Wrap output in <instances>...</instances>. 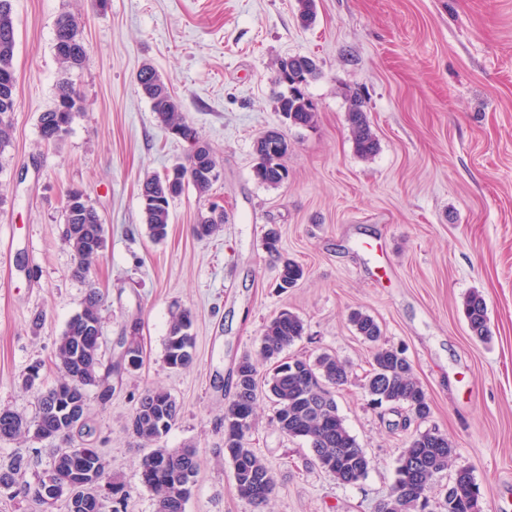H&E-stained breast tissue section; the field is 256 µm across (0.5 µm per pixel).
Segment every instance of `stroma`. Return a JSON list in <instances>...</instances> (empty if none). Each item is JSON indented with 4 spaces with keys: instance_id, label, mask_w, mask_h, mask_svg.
Returning a JSON list of instances; mask_svg holds the SVG:
<instances>
[{
    "instance_id": "stroma-1",
    "label": "stroma",
    "mask_w": 512,
    "mask_h": 512,
    "mask_svg": "<svg viewBox=\"0 0 512 512\" xmlns=\"http://www.w3.org/2000/svg\"><path fill=\"white\" fill-rule=\"evenodd\" d=\"M310 26L298 0H13L18 76L12 132L0 151V407L34 418L40 391L62 371L56 341L90 286L104 295L103 359L119 357L130 325L144 364L113 378L101 401L87 388L88 441L112 480L130 492L124 512H156L140 483L145 447L128 423L148 389L167 390L180 414L159 447L197 449L199 469L186 512H255L235 489L224 457V407L234 369L258 359L265 325L297 314L305 334L287 356L328 353L348 363L338 412L371 460L365 479L340 484L319 468L304 440L280 432L276 408L259 396L252 448L277 485L265 512H378L393 492L398 459L414 435H446L449 469H470L484 512H512V0H316ZM75 15L87 51L63 71L55 21ZM313 57L304 88L317 121L285 124L277 110L276 64ZM151 64L168 82L220 177L209 198L194 188L170 203L168 235L153 242L139 186L185 161L186 141L157 119L137 74ZM69 79L81 96L67 136L54 145L38 119ZM361 97L379 150L356 154L348 93ZM278 128L288 140L287 183L253 175L255 142ZM86 192L106 228L87 278L72 276L75 253L62 233L65 192ZM224 222L208 238L192 229L208 199ZM276 231L278 252L265 248ZM301 264L298 285L280 291L283 259ZM482 294L492 338L474 341L461 313ZM193 316V364L169 369L170 314ZM373 316L382 340L403 349L431 400L425 420L370 404L363 389L372 346L349 315ZM41 381L23 387L35 362Z\"/></svg>"
}]
</instances>
